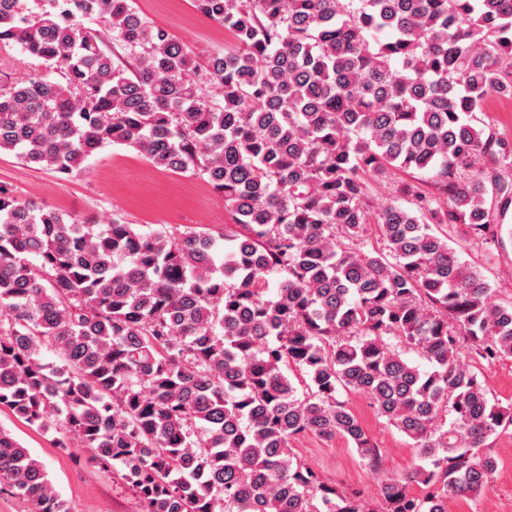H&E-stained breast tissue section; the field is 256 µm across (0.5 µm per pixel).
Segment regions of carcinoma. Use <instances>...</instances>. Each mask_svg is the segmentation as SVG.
Returning a JSON list of instances; mask_svg holds the SVG:
<instances>
[{
    "label": "carcinoma",
    "instance_id": "carcinoma-1",
    "mask_svg": "<svg viewBox=\"0 0 512 512\" xmlns=\"http://www.w3.org/2000/svg\"><path fill=\"white\" fill-rule=\"evenodd\" d=\"M193 2L233 48L203 57L133 0H0V44L45 65L0 80V153L71 175L132 147L202 178L231 217L90 224L0 185V408L87 449L144 512H448L477 498L512 404L473 362L512 358V302L446 228L496 244L512 209V141L481 117L488 98L512 99V0ZM423 170L427 189L408 178ZM393 177L372 208L373 183ZM343 392L422 461L373 505L290 448L340 436L379 467ZM1 485L29 512H74L2 428ZM85 26L98 31L103 40V48L112 54L113 59L120 65L129 66L128 56L124 48L116 41L112 40V33L105 29L100 19L86 20Z\"/></svg>",
    "mask_w": 512,
    "mask_h": 512
}]
</instances>
